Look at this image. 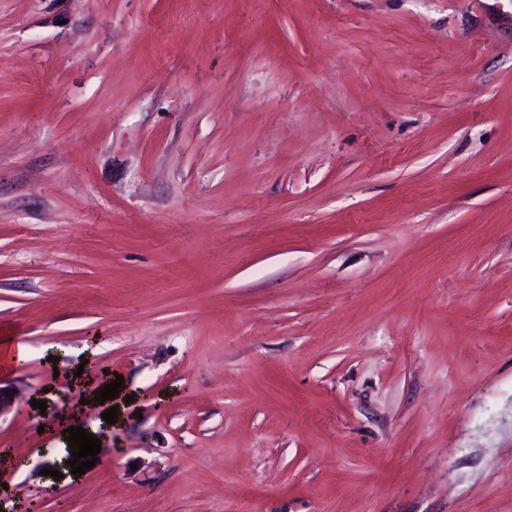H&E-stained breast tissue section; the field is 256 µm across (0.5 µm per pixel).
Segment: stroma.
Here are the masks:
<instances>
[{
  "label": "stroma",
  "instance_id": "1",
  "mask_svg": "<svg viewBox=\"0 0 512 512\" xmlns=\"http://www.w3.org/2000/svg\"><path fill=\"white\" fill-rule=\"evenodd\" d=\"M4 338L0 512H512V0H0Z\"/></svg>",
  "mask_w": 512,
  "mask_h": 512
}]
</instances>
